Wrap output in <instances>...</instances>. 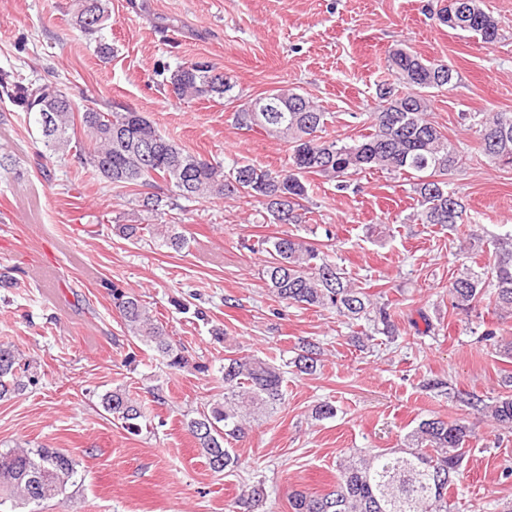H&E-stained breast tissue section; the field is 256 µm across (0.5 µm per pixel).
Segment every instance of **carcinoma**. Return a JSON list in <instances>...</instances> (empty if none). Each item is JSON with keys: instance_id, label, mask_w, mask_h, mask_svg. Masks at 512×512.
Returning a JSON list of instances; mask_svg holds the SVG:
<instances>
[{"instance_id": "carcinoma-1", "label": "carcinoma", "mask_w": 512, "mask_h": 512, "mask_svg": "<svg viewBox=\"0 0 512 512\" xmlns=\"http://www.w3.org/2000/svg\"><path fill=\"white\" fill-rule=\"evenodd\" d=\"M111 12L107 0H82L75 24L93 37L105 28ZM453 29L470 34L484 44L500 38L497 19L485 9L456 16ZM215 68L204 62L180 66L170 76V92L178 99L222 97L233 89L229 81L214 87ZM388 78L379 84V105L369 113L372 132L360 140H325L318 135L327 124V113L310 98L290 88L266 92L236 112L241 127L259 126L288 145L289 157L278 171L250 163L196 156L163 135L142 113L117 108L87 97L82 101L44 79L25 83L14 73L0 71V92L22 108L28 121L53 116V131L41 134L42 157L52 160L70 151L84 168L120 188L145 212H158L163 196L159 183L170 186L185 199L213 196L220 199H254L273 224H300L307 199V176L312 174L348 188V179L366 170H381L412 179L417 195L413 220L452 228L464 223L465 205L445 181H431L458 166L460 156L441 129L426 119L431 91L449 85L452 69L443 60H428L399 49L388 59ZM275 100L283 111L252 112L250 106ZM87 142L72 145L75 128ZM483 155L512 168V113L494 112L479 130ZM122 235L132 240L148 236L162 245L181 249L187 243L173 224H121ZM267 255L262 277L277 301L334 310L350 321L365 320L373 330L390 339L399 326L389 304L364 291L342 269L332 264L318 243L301 237L270 236L250 246ZM115 308L133 337L153 346L181 368L188 359L172 345L161 321L137 295L117 284L108 285ZM489 297L500 316H512V243L497 248L494 263L475 270L463 266L448 285L452 309L469 314ZM321 348L308 338L294 346L291 364L305 375H314L321 362ZM224 399L188 422L215 471H231L241 459L230 448L249 435L253 424L277 410L284 400L283 371L256 357L224 359ZM35 382L31 365L13 350L0 347V399ZM505 392L484 400L470 392L448 387V397L469 405L495 425L512 429V376L503 381ZM104 410L117 417L131 433L145 418L141 405L116 390L102 397ZM475 439L464 420H421L396 450L367 449L344 454L338 464L334 489L325 494L294 491L288 497L290 512H450L448 490L459 481L469 445ZM75 460L54 448H16L0 451V506L8 500L38 505L64 493L77 483Z\"/></svg>"}]
</instances>
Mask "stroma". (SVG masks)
I'll list each match as a JSON object with an SVG mask.
<instances>
[{"mask_svg": "<svg viewBox=\"0 0 512 512\" xmlns=\"http://www.w3.org/2000/svg\"><path fill=\"white\" fill-rule=\"evenodd\" d=\"M501 37L482 47L441 24L442 0H112L101 35L111 58L73 24L78 0H0V70L26 80L56 77L69 91L142 112L182 148L224 164L281 169L285 144L235 120L259 94L288 86L328 114L327 139H356L379 103L376 84L389 53L408 48L445 60L451 84L435 92L427 114L461 161L450 190L467 208L462 232L413 222L406 180L375 170L348 190L310 176L302 224H270L256 201L174 198L161 213L134 211L127 195L93 177L73 157L42 163L40 134L24 112L0 98V345L33 361L37 382L0 400V450L57 448L82 476L39 512H242V490L261 487L256 512H289L288 496L322 494L351 450L399 448L420 420L465 419L477 439L450 494L452 512H512V430L430 388L452 383L498 395L512 358L489 347L485 329L512 341V317L486 307L454 311L448 285L462 265L487 266L512 233V168L479 151V122L512 112V0H483ZM202 61L223 72L233 91L218 99H179L167 81L178 66ZM176 224L188 243L176 251L151 239L127 240L117 225ZM282 234L328 243L337 266L382 293L399 314L395 340L373 334L353 347L351 323L319 308L275 300L261 278L266 257L250 251L260 236ZM144 300L185 351L176 369L131 338L105 281ZM433 329L415 338L416 312ZM319 343L312 376L288 366L298 338ZM252 354L284 368L286 395L269 418L234 445L242 465L210 469L187 430L190 419L222 400L220 369ZM128 391L146 418L138 433L104 411L101 398ZM332 402L335 418L311 410Z\"/></svg>", "mask_w": 512, "mask_h": 512, "instance_id": "1", "label": "stroma"}]
</instances>
